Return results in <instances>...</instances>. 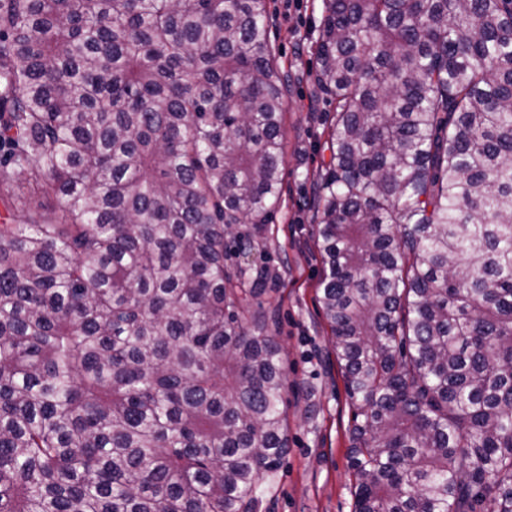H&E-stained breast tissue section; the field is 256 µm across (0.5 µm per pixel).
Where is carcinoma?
Masks as SVG:
<instances>
[{
	"label": "carcinoma",
	"instance_id": "cac0c4a2",
	"mask_svg": "<svg viewBox=\"0 0 512 512\" xmlns=\"http://www.w3.org/2000/svg\"><path fill=\"white\" fill-rule=\"evenodd\" d=\"M318 301L354 512H512V0H325ZM267 0H0V512H257L285 366Z\"/></svg>",
	"mask_w": 512,
	"mask_h": 512
}]
</instances>
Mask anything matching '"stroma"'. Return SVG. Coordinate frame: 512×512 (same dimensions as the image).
<instances>
[{
	"label": "stroma",
	"instance_id": "35a3bbf8",
	"mask_svg": "<svg viewBox=\"0 0 512 512\" xmlns=\"http://www.w3.org/2000/svg\"><path fill=\"white\" fill-rule=\"evenodd\" d=\"M268 43L288 77L282 124L283 191L265 226L264 246L250 255L227 240V262L267 266L277 279L262 296L276 322L288 375L284 402L289 449L266 478L258 512H353L351 469L354 415L329 324L318 303L321 257L315 205L324 144L335 115L317 91L311 46L325 13L324 0H267Z\"/></svg>",
	"mask_w": 512,
	"mask_h": 512
}]
</instances>
